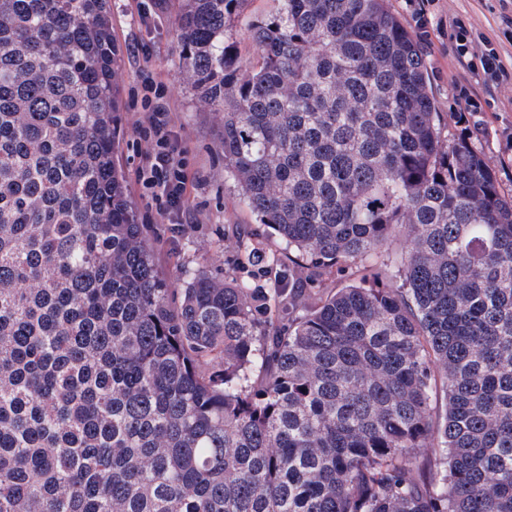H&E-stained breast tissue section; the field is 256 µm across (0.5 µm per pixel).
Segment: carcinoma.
<instances>
[{
	"label": "carcinoma",
	"mask_w": 512,
	"mask_h": 512,
	"mask_svg": "<svg viewBox=\"0 0 512 512\" xmlns=\"http://www.w3.org/2000/svg\"><path fill=\"white\" fill-rule=\"evenodd\" d=\"M248 2L175 25L271 232L172 288L108 0H0V512H512V200L390 0H278L243 71Z\"/></svg>",
	"instance_id": "1"
}]
</instances>
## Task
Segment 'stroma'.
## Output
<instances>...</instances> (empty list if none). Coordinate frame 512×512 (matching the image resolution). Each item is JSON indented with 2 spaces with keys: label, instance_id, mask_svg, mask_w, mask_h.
Instances as JSON below:
<instances>
[{
  "label": "stroma",
  "instance_id": "obj_1",
  "mask_svg": "<svg viewBox=\"0 0 512 512\" xmlns=\"http://www.w3.org/2000/svg\"><path fill=\"white\" fill-rule=\"evenodd\" d=\"M179 0H110L112 37L121 55L119 77L122 134L114 161L122 170L138 223L156 240L157 263L173 285L205 269L223 276L233 254L225 235L231 224L252 218L235 182L224 175V119L201 109L182 65L174 20ZM411 30H424L436 75V97L450 134H464L494 168L505 196H512V0H391ZM463 20L472 33L468 55H459L452 38ZM498 51L505 71L485 80L472 68L486 47ZM167 88L174 131L185 152L194 186L187 199L196 223L171 229L143 196L136 172L143 167L133 144L132 126L144 118L141 98L147 82Z\"/></svg>",
  "mask_w": 512,
  "mask_h": 512
}]
</instances>
